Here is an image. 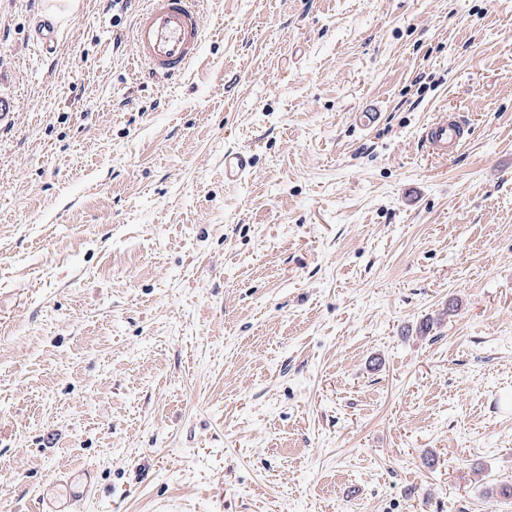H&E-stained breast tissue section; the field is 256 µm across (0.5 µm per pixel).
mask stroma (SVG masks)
<instances>
[{
	"mask_svg": "<svg viewBox=\"0 0 512 512\" xmlns=\"http://www.w3.org/2000/svg\"><path fill=\"white\" fill-rule=\"evenodd\" d=\"M44 3L0 0V512L89 467L70 512H512V0H208L169 84L143 0L51 54ZM468 127L455 115H445L426 127L422 136L428 152L452 156L466 143ZM250 158L241 152L227 151L224 153V178L229 180L242 179L249 167Z\"/></svg>",
	"mask_w": 512,
	"mask_h": 512,
	"instance_id": "1",
	"label": "stroma"
}]
</instances>
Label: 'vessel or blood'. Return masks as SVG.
Returning <instances> with one entry per match:
<instances>
[{
  "label": "vessel or blood",
  "mask_w": 512,
  "mask_h": 512,
  "mask_svg": "<svg viewBox=\"0 0 512 512\" xmlns=\"http://www.w3.org/2000/svg\"><path fill=\"white\" fill-rule=\"evenodd\" d=\"M204 0H145L131 33L138 62L150 80L169 81L184 75L204 46L200 24ZM468 128L446 115L426 127L423 142L430 154L454 155L467 140ZM251 165L241 152L224 154V176L242 179Z\"/></svg>",
  "instance_id": "obj_1"
}]
</instances>
